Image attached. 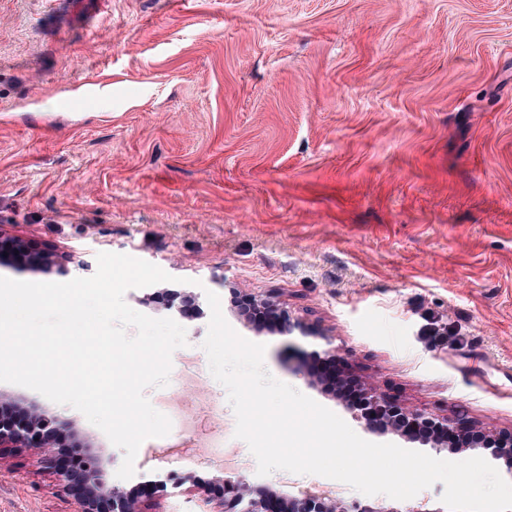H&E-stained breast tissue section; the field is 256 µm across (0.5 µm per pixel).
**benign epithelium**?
Listing matches in <instances>:
<instances>
[{"label":"benign epithelium","instance_id":"benign-epithelium-1","mask_svg":"<svg viewBox=\"0 0 512 512\" xmlns=\"http://www.w3.org/2000/svg\"><path fill=\"white\" fill-rule=\"evenodd\" d=\"M19 257L25 263L51 273L61 263L50 253L35 252L20 238L0 236V257ZM237 309L245 320H255L261 330L271 334L315 336L309 324L294 317L277 300L255 294L236 297ZM352 365L346 357L326 341V347L311 355L309 376L314 383L335 386L336 381L349 378ZM368 409L354 414V419L365 429L384 433H398L409 442L429 444L436 451L448 450L459 454L464 449L448 447L447 437L469 429L477 442L475 450L488 443L494 444L492 458L505 467L512 476V430L501 431L476 426L464 417L448 418L403 407L376 388L365 392ZM58 428L55 419L37 412L4 421L0 419V459L7 453L26 448L41 456L43 467L55 477L58 491L69 498L74 512H156L148 494L135 490H120L109 485L98 459L92 455L86 464L78 465L70 449L57 446ZM212 512H445L431 507L424 499L413 500L400 507H384L366 501H344L321 493L306 491L296 496L280 498L268 489L253 487L246 476L224 477V493L214 500Z\"/></svg>","mask_w":512,"mask_h":512}]
</instances>
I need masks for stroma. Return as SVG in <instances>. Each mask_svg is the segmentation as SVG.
I'll return each mask as SVG.
<instances>
[{
	"instance_id": "obj_1",
	"label": "stroma",
	"mask_w": 512,
	"mask_h": 512,
	"mask_svg": "<svg viewBox=\"0 0 512 512\" xmlns=\"http://www.w3.org/2000/svg\"><path fill=\"white\" fill-rule=\"evenodd\" d=\"M0 234L64 266L0 262V277L67 282L101 252L171 276L125 295L187 337L146 391L181 418L141 444L132 478L81 412L0 382L112 486L158 512H210L229 469L359 499L258 475L202 347L206 294L275 379L347 424L349 402L307 375L316 338L257 332L232 292L278 298L405 407L511 428L512 0H0ZM435 323L450 336L433 348ZM188 474L204 495L180 491ZM70 510L33 451L0 460V512Z\"/></svg>"
}]
</instances>
